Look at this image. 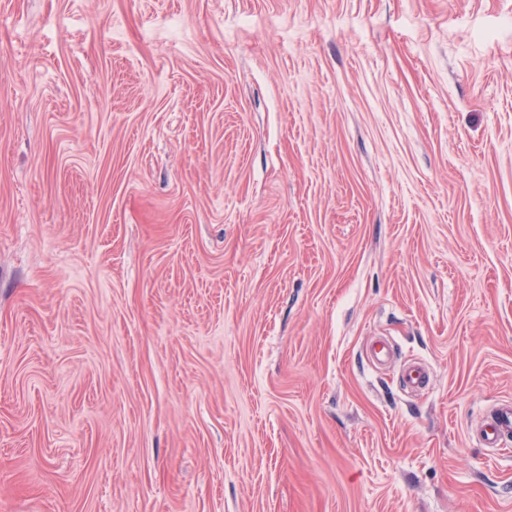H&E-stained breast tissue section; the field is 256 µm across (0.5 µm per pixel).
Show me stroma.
Returning <instances> with one entry per match:
<instances>
[{"label":"stroma","mask_w":512,"mask_h":512,"mask_svg":"<svg viewBox=\"0 0 512 512\" xmlns=\"http://www.w3.org/2000/svg\"><path fill=\"white\" fill-rule=\"evenodd\" d=\"M507 399L512 0H0V512H512ZM512 436V402L505 401L494 407L489 421L482 430V441L486 448L501 450L506 437Z\"/></svg>","instance_id":"1"}]
</instances>
